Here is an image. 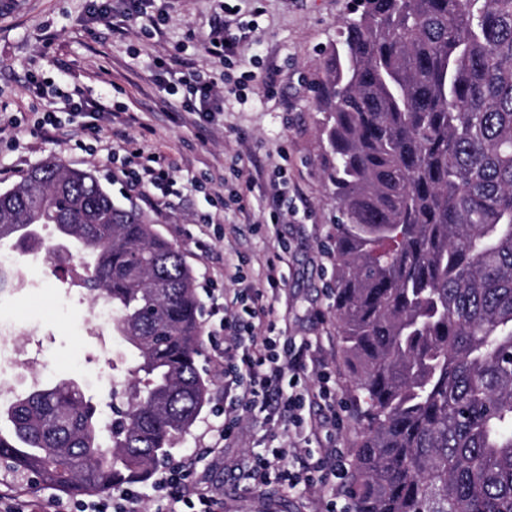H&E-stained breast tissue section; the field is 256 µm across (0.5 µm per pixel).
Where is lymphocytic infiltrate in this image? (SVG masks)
<instances>
[{
    "mask_svg": "<svg viewBox=\"0 0 512 512\" xmlns=\"http://www.w3.org/2000/svg\"><path fill=\"white\" fill-rule=\"evenodd\" d=\"M255 31L252 24L239 27L235 32L227 25H215L203 49L220 64L242 63V46L253 38ZM30 83L45 100L40 134L51 136L59 132L58 116L64 113L79 120L87 135L101 139L104 128L99 119L107 114V105L90 104L81 92L63 82L53 86L34 77ZM165 91L178 97L181 106L206 117L220 111L224 101V93L215 78L197 72L168 80ZM121 177L131 189L152 188L168 195L177 184L173 164L159 154L151 155L148 164L123 169ZM263 282V287L241 291V312L228 314L223 306L214 308L220 316L219 327L209 331L208 341L214 367L224 378V422L208 430L203 449H192L161 469L156 481L160 512H216L213 499L192 483L195 464L201 452L230 447L238 438L241 412L257 406L265 411L266 424L287 426L295 439L304 443L322 435L326 444L315 461L302 460L294 468L288 464V449L278 446L269 448L265 455L246 460L254 488L268 486L272 481L291 494L300 495L316 488L327 499V512H353L351 502L340 503L335 499L345 483L349 455L339 448L334 434L323 432L325 425L337 429L342 424L336 409V387L324 372L314 386H300L307 361L314 353L311 342L293 346L276 330L274 306L266 297L268 293L278 292L284 283L278 261H267ZM312 405L325 409L323 422L305 415V408Z\"/></svg>",
    "mask_w": 512,
    "mask_h": 512,
    "instance_id": "1",
    "label": "lymphocytic infiltrate"
}]
</instances>
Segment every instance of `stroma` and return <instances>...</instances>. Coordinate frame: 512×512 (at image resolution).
<instances>
[{
  "mask_svg": "<svg viewBox=\"0 0 512 512\" xmlns=\"http://www.w3.org/2000/svg\"><path fill=\"white\" fill-rule=\"evenodd\" d=\"M88 5V0H6L0 5V189L49 159L93 170L115 202L140 206L154 220L182 253L200 292L213 267L239 251L250 258L248 285L260 287L266 259L285 243V286L275 303L279 324L288 335L318 340L322 365L335 375L344 402L339 442L353 448L361 425L354 416L330 295L335 260L328 235L340 211L324 178L328 146L316 104L327 60L357 0H239L238 22L258 25L257 45L245 49L259 78L256 97L243 104L226 101L210 123L166 105L154 61L180 46L179 69L219 70L201 43L211 26L224 20L221 0H155L154 10L167 20L154 36L125 15L122 0H112V15L105 21L91 19ZM35 73L66 79L89 100L122 103L138 122L105 123L98 144L70 124L59 138H44L37 130L44 102L28 89ZM157 151L175 163L179 193L143 205L112 173L124 163L142 164ZM280 168L296 191L288 196L276 234L270 235L264 229L273 211L267 183ZM210 176L223 177L225 190L241 191L245 210L224 208L215 195L195 188V181ZM205 213L215 223L236 226V233L223 239L199 233L197 219ZM12 259L21 281L0 293V326L11 330L0 348L13 356L10 364L0 365V402L59 378L78 379L87 396L107 400L135 363L132 348L113 336L111 325L94 323L88 296L68 284L66 270L51 272L52 260L44 252H16ZM203 369L210 404L174 446L172 457L195 448L204 429L221 422L213 405L224 392V380L211 364ZM265 432L260 410L243 413L234 447L201 458L195 481L223 504L224 512H325L318 490L297 499L271 486L249 488L234 475L236 460L263 452Z\"/></svg>",
  "mask_w": 512,
  "mask_h": 512,
  "instance_id": "obj_1",
  "label": "stroma"
}]
</instances>
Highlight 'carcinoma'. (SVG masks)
<instances>
[{"instance_id": "obj_1", "label": "carcinoma", "mask_w": 512, "mask_h": 512, "mask_svg": "<svg viewBox=\"0 0 512 512\" xmlns=\"http://www.w3.org/2000/svg\"><path fill=\"white\" fill-rule=\"evenodd\" d=\"M361 4L317 103L353 512H512V0ZM44 224L93 255L82 285L137 379L105 409L71 379L0 407V468L67 495L143 484L209 400L193 271L91 171L47 160L0 190L19 242Z\"/></svg>"}]
</instances>
